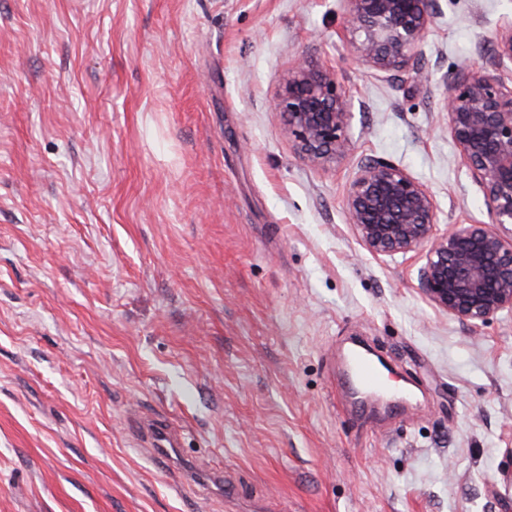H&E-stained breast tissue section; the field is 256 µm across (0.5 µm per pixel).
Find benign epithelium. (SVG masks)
I'll list each match as a JSON object with an SVG mask.
<instances>
[{
	"label": "benign epithelium",
	"mask_w": 512,
	"mask_h": 512,
	"mask_svg": "<svg viewBox=\"0 0 512 512\" xmlns=\"http://www.w3.org/2000/svg\"><path fill=\"white\" fill-rule=\"evenodd\" d=\"M345 38L364 65L385 74L421 75L418 53L437 0H343ZM512 25L499 32L488 67L444 75L442 112L460 157L481 186L490 224H455L439 234L434 195L404 168L383 160L358 166L345 196L349 224L378 255L421 253V289L436 308L472 327L512 311ZM275 108L299 155L322 163L348 154L352 99L336 73L298 57Z\"/></svg>",
	"instance_id": "obj_1"
}]
</instances>
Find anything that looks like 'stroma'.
<instances>
[{"label":"stroma","instance_id":"obj_1","mask_svg":"<svg viewBox=\"0 0 512 512\" xmlns=\"http://www.w3.org/2000/svg\"><path fill=\"white\" fill-rule=\"evenodd\" d=\"M510 21L440 0L417 82L357 60L341 0H0V512H512V313L435 309L344 208L383 159L438 232L491 223L441 78ZM301 55L354 103L321 165L272 108ZM351 337L395 413L339 388ZM142 431L153 446L154 457L169 462L166 448L172 445L173 436L168 428L161 422L149 420L142 425Z\"/></svg>","mask_w":512,"mask_h":512}]
</instances>
